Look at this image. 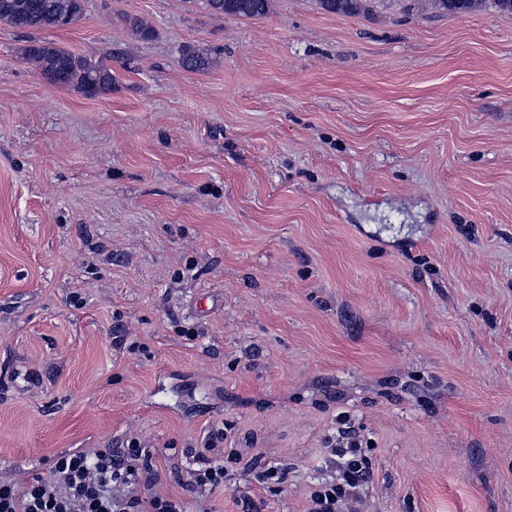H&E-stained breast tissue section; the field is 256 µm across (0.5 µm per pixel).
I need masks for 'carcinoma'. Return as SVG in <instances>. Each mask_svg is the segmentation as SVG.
<instances>
[{"label": "carcinoma", "instance_id": "cac0c4a2", "mask_svg": "<svg viewBox=\"0 0 512 512\" xmlns=\"http://www.w3.org/2000/svg\"><path fill=\"white\" fill-rule=\"evenodd\" d=\"M367 0H319L321 7L336 15H357L365 10ZM209 9L218 14L247 19L267 16L270 0H207ZM485 5L496 12L512 14V0H431V7L443 14L461 15ZM87 0H0V21L21 30L66 29L78 23L86 13ZM23 58L37 73L60 87L72 88L95 97L112 90L115 76L100 60L76 54L51 43L32 40L22 49ZM182 63L191 71H204L210 60L186 47Z\"/></svg>", "mask_w": 512, "mask_h": 512}]
</instances>
